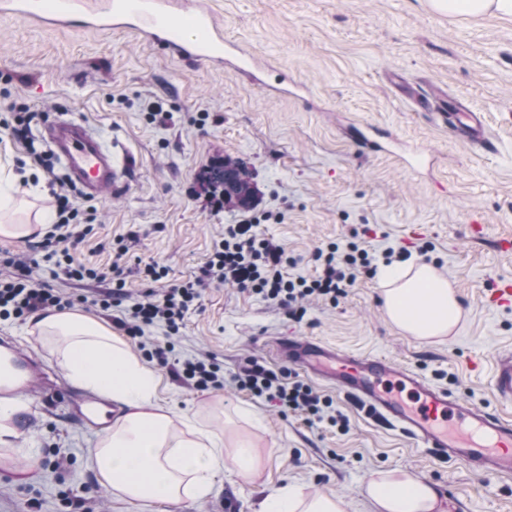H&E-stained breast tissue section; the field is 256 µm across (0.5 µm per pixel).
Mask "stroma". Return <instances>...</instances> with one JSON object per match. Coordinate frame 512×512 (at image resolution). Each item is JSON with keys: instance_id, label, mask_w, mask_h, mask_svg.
I'll return each mask as SVG.
<instances>
[{"instance_id": "obj_1", "label": "stroma", "mask_w": 512, "mask_h": 512, "mask_svg": "<svg viewBox=\"0 0 512 512\" xmlns=\"http://www.w3.org/2000/svg\"><path fill=\"white\" fill-rule=\"evenodd\" d=\"M206 2L225 37L299 82V97L276 96L231 70L178 63L123 30L51 29L0 16V119L14 104L48 111L32 124L38 138L49 120L79 117L138 160L127 193L82 199L94 219L76 258L108 267L125 238L126 287L136 296L147 288L139 267L156 262L170 282L192 280L225 225L250 214H271L263 231L303 276L314 275L317 248L357 243L373 255V274L360 275L337 304L312 302L299 323L261 296L211 285L184 319L180 355H214L228 375L250 357L278 371L284 364L272 340L319 338L391 359L460 400L512 415V403L499 405L491 390L492 361L512 350V307L484 298L493 281L512 278V250L503 248L512 242V15L440 14L427 0ZM425 90L483 113L494 150L473 149L419 111L413 95ZM156 101L172 114L167 124L146 118ZM369 125L424 147L430 165L414 172L397 155L359 152L353 138ZM224 155L254 177L251 210L212 199L199 181ZM24 157L20 144L0 139V175L17 176L6 187L14 207L29 200L30 183L17 175ZM475 220L478 238L469 232ZM426 243L431 251L419 254ZM390 249L447 279L462 310L451 333L419 339L386 317L376 271ZM157 375V395L175 411L215 429L225 446L251 441L258 477L224 472L203 502L131 504L95 474L90 452L101 433L70 421L69 402L83 391L67 383L68 401L50 410L30 393L16 395L27 436L0 443V512H259L269 489L288 483L337 494L346 512H370L364 487L389 469L436 484L439 512H512V475L481 476L439 460L321 381L313 388L348 418V432L232 387L198 391L165 369Z\"/></svg>"}]
</instances>
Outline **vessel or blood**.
Listing matches in <instances>:
<instances>
[{"instance_id": "b4317fda", "label": "vessel or blood", "mask_w": 512, "mask_h": 512, "mask_svg": "<svg viewBox=\"0 0 512 512\" xmlns=\"http://www.w3.org/2000/svg\"><path fill=\"white\" fill-rule=\"evenodd\" d=\"M1 15H20L35 22L66 28L82 17L93 30L124 28L143 41L165 49L186 63L224 66L245 74L250 83L262 78L254 59L239 44L225 39L224 27L202 0H0ZM422 107H436V120L453 137L484 150L493 149L482 113L449 99L418 94ZM71 180L86 196L104 189L126 192L136 167L132 153L120 144H105L81 118L58 120L43 134ZM9 356L10 375L0 380V394L19 389L35 393L41 405L55 404L58 392L49 383L45 364L18 348L11 337L0 338ZM278 357L297 365L363 407L378 424L399 430L416 447L435 456L463 461L485 476L512 475V420L484 407L466 404L451 392L425 380L411 368L378 356L346 353L319 340H275ZM492 391L497 401L512 402V351L499 354ZM100 402L80 399L74 418L100 425Z\"/></svg>"}]
</instances>
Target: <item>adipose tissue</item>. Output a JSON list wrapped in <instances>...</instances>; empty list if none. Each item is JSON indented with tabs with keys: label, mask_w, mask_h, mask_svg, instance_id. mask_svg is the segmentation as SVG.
Listing matches in <instances>:
<instances>
[{
	"label": "adipose tissue",
	"mask_w": 512,
	"mask_h": 512,
	"mask_svg": "<svg viewBox=\"0 0 512 512\" xmlns=\"http://www.w3.org/2000/svg\"><path fill=\"white\" fill-rule=\"evenodd\" d=\"M383 310L397 327L426 339L447 335L461 308L446 279L427 265L382 269ZM34 332L51 347L69 380L108 395L121 408L91 452L93 468L113 494L131 502L203 500L224 470L245 477L258 471L252 447L224 441L204 425L177 415L157 398L158 378L130 346L77 308L32 316ZM373 512H437L436 488L405 471L380 472L365 486ZM336 496H309L288 484L271 490L260 512H344Z\"/></svg>",
	"instance_id": "obj_1"
}]
</instances>
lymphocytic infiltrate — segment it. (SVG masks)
Instances as JSON below:
<instances>
[{
  "label": "lymphocytic infiltrate",
  "mask_w": 512,
  "mask_h": 512,
  "mask_svg": "<svg viewBox=\"0 0 512 512\" xmlns=\"http://www.w3.org/2000/svg\"><path fill=\"white\" fill-rule=\"evenodd\" d=\"M32 112L27 107L13 108L10 121L1 124L20 139L31 162L50 173L49 184L55 199L57 224L62 234L48 235L40 244L42 258L17 259L0 256V317L23 319L49 307L67 304L55 289L34 278L33 271L41 262H49L71 279H92L104 282L105 291L93 303L102 309L118 308L115 325L128 335L137 337L145 357L167 367L181 383L201 390L220 389L232 384L254 397L275 403L282 412L301 413L309 421L330 420L341 431H348L345 417L326 418L331 407L329 398L319 395L298 377L277 374L258 359H247L244 366L232 375L215 357L206 355L178 359L173 357V338L180 332L186 313L197 304L205 288L224 284L239 291L262 296L265 300L287 311L295 321H302L307 305L312 301L336 303L346 297L359 273H370L371 260L365 249L349 244L347 251L336 245L318 249L314 254L319 269L311 277L293 275L296 258L285 247L266 237L260 230L258 218L249 217L224 227V237L216 246L199 275L185 283L168 282L165 267L152 263L145 265L141 274L150 287L139 296L126 290L123 256L125 245H118L108 268L99 270L86 267L75 257V250L84 237L82 227L91 223L93 216L75 201V189L66 180L53 176V166L45 153L36 151L30 137ZM164 326L169 342L158 344L147 337L148 329Z\"/></svg>",
  "instance_id": "obj_1"
}]
</instances>
